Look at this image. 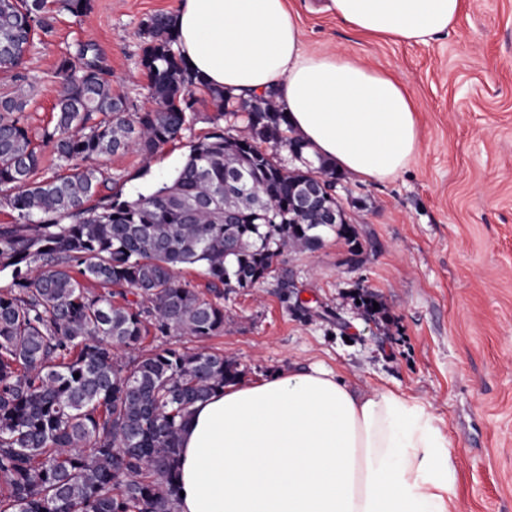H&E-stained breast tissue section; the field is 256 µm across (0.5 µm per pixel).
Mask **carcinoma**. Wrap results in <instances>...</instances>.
Instances as JSON below:
<instances>
[{
  "label": "carcinoma",
  "instance_id": "cac0c4a2",
  "mask_svg": "<svg viewBox=\"0 0 512 512\" xmlns=\"http://www.w3.org/2000/svg\"><path fill=\"white\" fill-rule=\"evenodd\" d=\"M80 15L91 0H56ZM50 28L47 0H0V69L34 90L24 68L38 31ZM142 60L154 106L129 114L112 89L97 45L61 53V80L45 133L68 173L35 178L41 154L21 113L29 95L0 96V191L18 213L0 224V271L15 288L0 293V512H177L180 434L194 405L242 379L238 363L208 351L138 353L149 334L197 338L224 329V308L181 281L176 269L199 266L206 288H252L289 250H314L328 228L346 239L330 190L343 179L319 159L286 167L274 151L305 153L276 89L239 99L246 112L236 135L215 131L190 146L183 165L148 195H101L90 161L137 149L145 156L175 140L206 89L224 114L232 95L190 73L176 49L171 16L141 25ZM243 169L245 190L224 178ZM309 187L315 206H295ZM240 213L224 223V206ZM42 262L34 274L23 270ZM102 288H132L136 307L116 306ZM79 377H74V374Z\"/></svg>",
  "mask_w": 512,
  "mask_h": 512
}]
</instances>
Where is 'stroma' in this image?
Masks as SVG:
<instances>
[{
  "mask_svg": "<svg viewBox=\"0 0 512 512\" xmlns=\"http://www.w3.org/2000/svg\"><path fill=\"white\" fill-rule=\"evenodd\" d=\"M327 0H287L305 48L340 54L391 75L411 96L420 145L381 181L346 174L337 195L357 232L361 263L336 235L282 256L255 287L221 289L224 329L207 337L147 336L140 350L205 349L234 359L243 380L322 365L355 389L384 387L429 404L457 458L463 512H512V0H464L455 28L425 44L356 32ZM182 0H92L61 13L25 59L37 84L22 114L42 164L60 174L42 134L52 129L62 52L94 41L129 111L151 107L141 24ZM196 110L151 158L136 150L96 160L105 191L132 199L168 181L192 142L243 118ZM373 294L379 314L355 299Z\"/></svg>",
  "mask_w": 512,
  "mask_h": 512,
  "instance_id": "1",
  "label": "stroma"
}]
</instances>
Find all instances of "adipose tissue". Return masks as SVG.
Segmentation results:
<instances>
[{
	"label": "adipose tissue",
	"instance_id": "adipose-tissue-1",
	"mask_svg": "<svg viewBox=\"0 0 512 512\" xmlns=\"http://www.w3.org/2000/svg\"><path fill=\"white\" fill-rule=\"evenodd\" d=\"M463 0H329L353 30L424 43ZM176 47L231 95L277 89L291 128L358 177L402 170L419 147L408 93L358 62L307 52L286 0H183ZM180 512H461L453 445L428 404L358 391L320 365L231 384L197 402L181 433Z\"/></svg>",
	"mask_w": 512,
	"mask_h": 512
}]
</instances>
